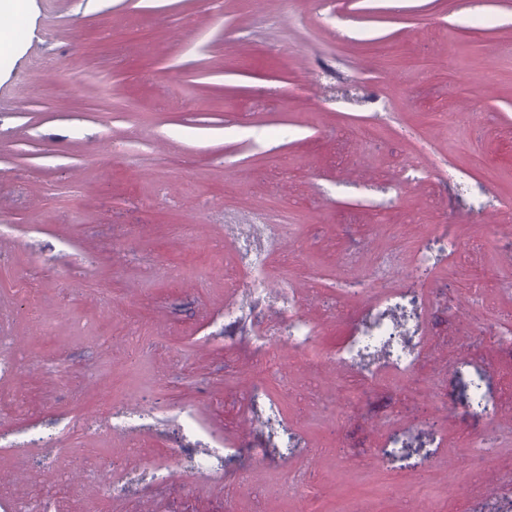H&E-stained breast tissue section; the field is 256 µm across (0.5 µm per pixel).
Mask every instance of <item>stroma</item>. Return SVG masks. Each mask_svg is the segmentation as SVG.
Wrapping results in <instances>:
<instances>
[{
    "mask_svg": "<svg viewBox=\"0 0 512 512\" xmlns=\"http://www.w3.org/2000/svg\"><path fill=\"white\" fill-rule=\"evenodd\" d=\"M29 13L0 64V486L23 498L79 471L58 512H512L495 489L512 469V0ZM132 24L150 48L112 44ZM365 125L374 139H358ZM242 240L270 299L231 350ZM418 247L432 261L413 377L346 404L357 372L305 362L283 305L336 351L343 312L407 287ZM464 362L501 410L490 455L460 417ZM257 384L298 438L288 457L255 450ZM78 417L97 431H73ZM167 457L169 477L151 479ZM228 468L245 474L231 495ZM96 470L125 474L124 491L87 482Z\"/></svg>",
    "mask_w": 512,
    "mask_h": 512,
    "instance_id": "obj_1",
    "label": "stroma"
}]
</instances>
